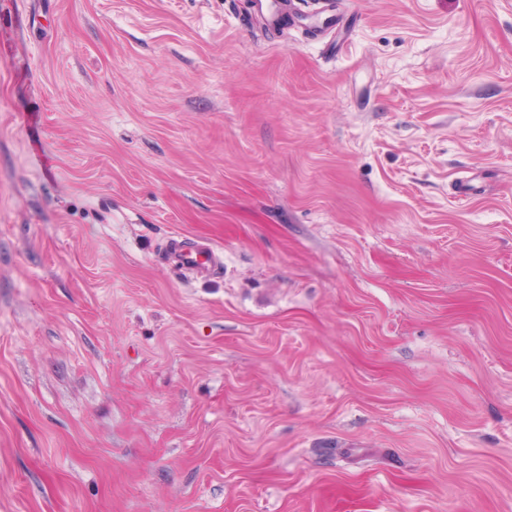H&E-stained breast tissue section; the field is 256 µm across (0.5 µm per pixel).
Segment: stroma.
<instances>
[{"label":"stroma","instance_id":"obj_1","mask_svg":"<svg viewBox=\"0 0 512 512\" xmlns=\"http://www.w3.org/2000/svg\"><path fill=\"white\" fill-rule=\"evenodd\" d=\"M336 2L0 0V512H512V0ZM171 250L177 264L194 278H206L223 266L222 258L210 245L172 239Z\"/></svg>","mask_w":512,"mask_h":512}]
</instances>
